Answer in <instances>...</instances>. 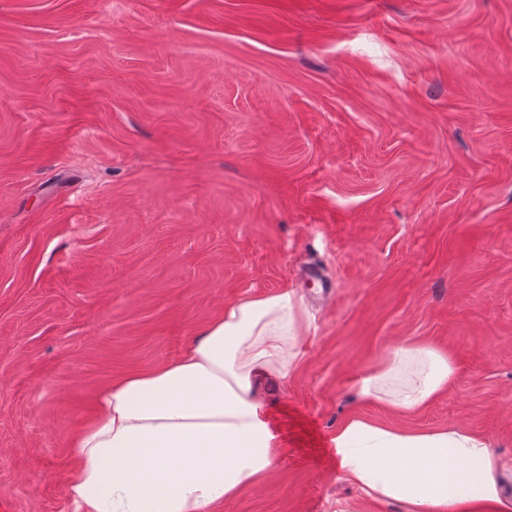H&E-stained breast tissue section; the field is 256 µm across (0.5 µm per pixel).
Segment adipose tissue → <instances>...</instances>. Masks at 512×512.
I'll list each match as a JSON object with an SVG mask.
<instances>
[{
	"label": "adipose tissue",
	"mask_w": 512,
	"mask_h": 512,
	"mask_svg": "<svg viewBox=\"0 0 512 512\" xmlns=\"http://www.w3.org/2000/svg\"><path fill=\"white\" fill-rule=\"evenodd\" d=\"M301 319L291 290L226 304L178 359L112 382L94 420L70 443L73 512H216L269 474L275 436L259 394L285 380L299 357ZM405 375L391 407L411 413L445 391L453 371L429 346L403 345L389 365L364 375L358 395L381 397ZM343 478L366 497L409 512H512L494 477L497 459L473 432H409L354 416L333 438Z\"/></svg>",
	"instance_id": "adipose-tissue-1"
}]
</instances>
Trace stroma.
<instances>
[{"mask_svg": "<svg viewBox=\"0 0 512 512\" xmlns=\"http://www.w3.org/2000/svg\"><path fill=\"white\" fill-rule=\"evenodd\" d=\"M284 288L218 512H407L341 477L353 415L484 437L512 498V0H0V512H71L98 392ZM403 344L454 370L410 415L356 396Z\"/></svg>", "mask_w": 512, "mask_h": 512, "instance_id": "1", "label": "stroma"}]
</instances>
